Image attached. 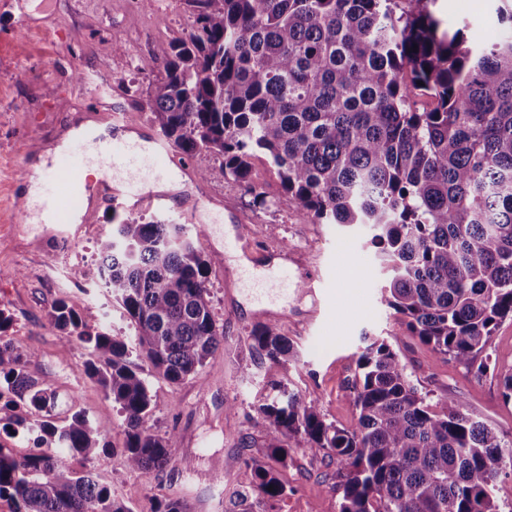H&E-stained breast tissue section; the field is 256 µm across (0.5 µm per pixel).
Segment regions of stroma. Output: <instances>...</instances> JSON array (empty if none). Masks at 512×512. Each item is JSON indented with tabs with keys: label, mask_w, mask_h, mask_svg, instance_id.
<instances>
[{
	"label": "stroma",
	"mask_w": 512,
	"mask_h": 512,
	"mask_svg": "<svg viewBox=\"0 0 512 512\" xmlns=\"http://www.w3.org/2000/svg\"><path fill=\"white\" fill-rule=\"evenodd\" d=\"M497 6L498 0H437L435 11L448 24L467 22L469 36L484 44L501 34ZM192 22L190 0H0V303L13 315L0 336L34 351L27 376L62 394L52 421L63 423L78 412L107 423L111 450L94 472L131 512H153L161 496L191 505V512H224L251 482L245 459H268L251 420L271 383L317 403L328 421L353 427L357 412L347 388L369 338L392 344L412 383L431 399L460 396L470 412L512 438V402L503 400L498 379L474 378L398 324L381 295L386 271L368 227L312 223L262 154L251 160L250 180L264 194L263 203H255L220 159L203 150L180 156L168 176L198 201L196 214L147 201L138 212L190 229L200 222L212 226L211 239L196 244L204 255H223L210 268L208 286L224 348L208 361L202 379L178 385L152 379L155 429L175 432L176 443L163 468L128 471L122 414L84 373L81 342L59 335L48 319L61 298L89 326L104 325L131 339L132 323L98 279L96 246L112 231V210L100 208L88 225L77 214L68 224H24L17 200L26 196L35 170L28 147L54 139L74 120H81L80 134L89 139L116 117L138 126L143 138L158 136L148 99L153 79L164 71L141 74L138 62L185 37ZM117 37L122 47L114 46ZM237 211L250 218L251 244L244 251L232 246ZM248 270L266 277L271 288L284 287L289 275L314 280V295L292 289L273 301L286 313L279 327L294 347L287 365H272L251 345L258 302L244 277ZM314 302L320 315L309 323L306 312ZM289 446L292 459L278 470L288 494L267 504V512H337L335 460L309 454L299 439ZM187 459L193 469L184 468Z\"/></svg>",
	"instance_id": "obj_1"
}]
</instances>
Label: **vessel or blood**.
Wrapping results in <instances>:
<instances>
[{
	"label": "vessel or blood",
	"mask_w": 512,
	"mask_h": 512,
	"mask_svg": "<svg viewBox=\"0 0 512 512\" xmlns=\"http://www.w3.org/2000/svg\"><path fill=\"white\" fill-rule=\"evenodd\" d=\"M82 150L81 143L73 142L49 153L46 165L33 175L34 199L19 202L23 220L36 216L45 224H66L79 211L88 224L103 205L114 203L132 210L147 199L163 206L172 202L174 193L165 187V162L171 157L165 143L144 152L128 125L114 124L111 138L98 140L97 159L104 170L93 184L84 177L85 162L73 160Z\"/></svg>",
	"instance_id": "1"
}]
</instances>
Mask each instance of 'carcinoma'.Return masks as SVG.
<instances>
[{
	"mask_svg": "<svg viewBox=\"0 0 512 512\" xmlns=\"http://www.w3.org/2000/svg\"><path fill=\"white\" fill-rule=\"evenodd\" d=\"M435 2L192 0L188 37L141 58L138 70L164 67L149 109L182 153L218 155L259 203L249 173L262 153L315 223L369 225L390 273L383 296L401 325L480 379L496 330L512 320V9L497 8V41L473 45L464 28L443 26ZM419 91L433 108L417 106ZM112 220L98 242L99 274L136 347L169 384L202 378L224 346L207 286L212 259L182 224L130 212ZM49 319L83 343L84 372L120 406L128 469L164 466L174 436L154 431L150 386L128 344L83 323L63 299ZM250 338L275 365L293 357L274 323L254 326ZM32 357L0 340L3 428L36 447L21 459L0 447V497L15 512H129L70 463L102 460L105 424L79 413L63 426L33 418L59 394L26 375ZM357 368L353 428L295 392L260 405L252 428L274 464L245 461L253 481L230 512H259L286 495L277 466H288L297 437L336 459L338 512H500L497 479L504 461L512 465V440L461 397L420 393L385 340L367 344Z\"/></svg>",
	"mask_w": 512,
	"mask_h": 512,
	"instance_id": "obj_1",
	"label": "carcinoma"
}]
</instances>
